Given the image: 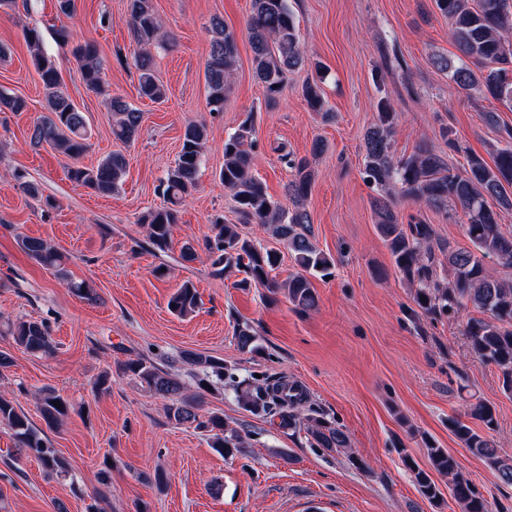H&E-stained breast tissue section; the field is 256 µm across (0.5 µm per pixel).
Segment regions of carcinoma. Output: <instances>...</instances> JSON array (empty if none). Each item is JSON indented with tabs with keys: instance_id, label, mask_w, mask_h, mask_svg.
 Masks as SVG:
<instances>
[{
	"instance_id": "obj_1",
	"label": "carcinoma",
	"mask_w": 512,
	"mask_h": 512,
	"mask_svg": "<svg viewBox=\"0 0 512 512\" xmlns=\"http://www.w3.org/2000/svg\"><path fill=\"white\" fill-rule=\"evenodd\" d=\"M434 4L440 14L448 18L458 55L454 60L438 55L433 59V66L448 72L464 90H483L497 100L512 103V0H434ZM128 11L129 25L138 47L134 62L139 95L161 103L166 98V90L155 74L152 49L163 46L164 41L154 0H128ZM208 32L210 50L205 83L212 111L221 112L236 74L237 38L217 16L211 19ZM247 33L254 74L263 84L266 103L270 105L282 91L288 73L306 64L288 0H252ZM25 38L42 81L47 110L32 127L31 145L37 147L48 142L56 146L75 160V164L67 168L69 181L98 194H112L120 188L126 174V156L111 153L92 167L77 163L89 148L86 116L61 89L55 60L42 50L38 27L27 28ZM54 38L60 46L70 47L86 90L105 97L115 116L113 138L124 144L135 142L143 113L107 93L97 47L91 42L71 44V34L65 26L54 30ZM303 96L311 110L322 113L326 119L332 116L325 109L323 92L317 82H307ZM25 108L22 98L0 92V112L17 113ZM484 119L487 125L498 130L504 146L496 148L491 165L482 156L470 154L462 168L454 169L443 155L425 145L417 146L408 156H395L392 152L395 112L391 103L382 99L376 122L364 135V174L368 182L387 189V196L376 197L373 201L376 227L395 270L415 289L417 310L414 314L432 319H458L470 309L479 311L482 317L470 318L465 324L471 352L478 360L497 368L503 391L512 395V284L495 277L487 268L489 260L512 268V235L504 234L499 224V211L512 208V128L500 125L494 112L485 113ZM254 131V113L251 112L224 140V166L218 179L233 195L239 224L263 226L270 244L254 243L242 236L238 224L217 216L211 220V234L203 243L209 274L222 279L232 273H242L244 277L238 281V286L245 288L254 284L267 288L272 294L283 292L296 311L306 313L317 307L311 278L329 277L335 267L334 258L312 240L306 201L314 183V172L307 158L296 160L283 155L293 173L287 185L292 208L273 201L265 185L251 172ZM205 139L204 127L194 123L185 127L178 157L159 185L165 206L150 210L138 219L146 228L148 244L157 251L169 249L174 227L179 223V206L198 186ZM394 191L438 210L448 209L450 202L460 206L466 217L464 231L472 248L456 249L439 240L431 224L414 220L400 223L390 199ZM17 244L36 263L54 270L61 278H68L66 256L51 243L19 235ZM280 244L287 247L298 267V271L283 282L271 276L280 263ZM440 255L448 261L450 279L446 283L440 282L436 275ZM168 304L172 305L170 312L178 317L195 312L199 305L195 285L184 282L170 296ZM9 335L15 347L29 353L49 355L54 352L50 327L44 321L19 320L9 327ZM235 339L241 350L258 352L259 346L249 325L238 326ZM181 359L195 367L201 387L212 388L224 380V364L216 358L185 352ZM118 371L134 376L151 392L167 400L170 421L209 433L212 447L221 449L226 456L243 452L242 436L224 421V414L216 411L202 414L201 399L185 394L176 375L145 358L124 361L118 365ZM289 388L286 380H272L240 389L237 399L254 415L277 418L282 427L304 430L311 440L324 448L348 450V437L324 417L308 413L305 396L295 398L288 393ZM55 401L60 402L61 407L53 405ZM38 408L49 428L58 425L68 411L66 401L52 389L41 390ZM465 416V420L459 415L448 419L452 433L471 454L493 469L503 483L512 484V456L502 454L489 437L496 425L493 407L479 400L470 404ZM472 420L480 422L483 429L471 426ZM0 425L11 431L17 451L34 455L46 473L57 476L67 473L65 461L47 444L42 432L31 424L23 410L2 395ZM422 441L431 471L420 469L410 458H405L421 495L431 502L440 499L439 487L432 478L435 472L448 478V487L462 512H491L488 500L463 475L458 461L448 450L436 446L426 436ZM103 464L102 488L97 490L88 512H103L99 504L111 492L112 466L106 460Z\"/></svg>"
}]
</instances>
